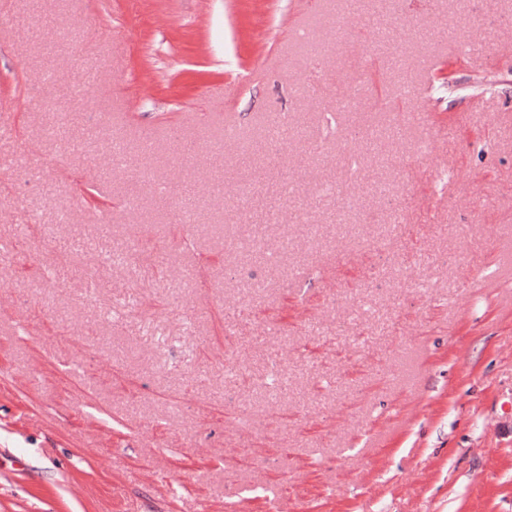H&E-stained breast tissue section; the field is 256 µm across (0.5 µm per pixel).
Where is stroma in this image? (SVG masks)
<instances>
[{"mask_svg":"<svg viewBox=\"0 0 512 512\" xmlns=\"http://www.w3.org/2000/svg\"><path fill=\"white\" fill-rule=\"evenodd\" d=\"M341 2L0 0V512H512V0Z\"/></svg>","mask_w":512,"mask_h":512,"instance_id":"stroma-1","label":"stroma"}]
</instances>
